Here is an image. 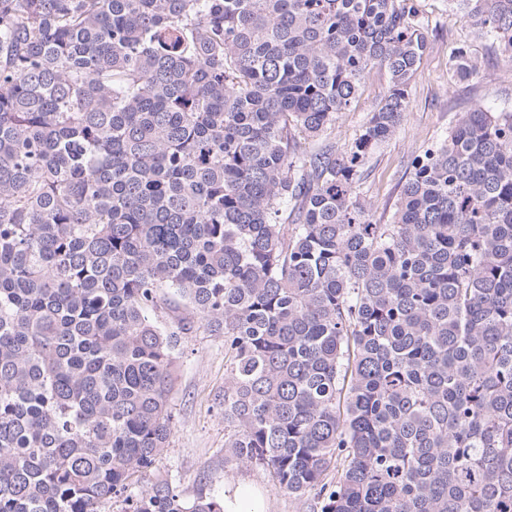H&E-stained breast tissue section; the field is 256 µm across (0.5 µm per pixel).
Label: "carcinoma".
Wrapping results in <instances>:
<instances>
[{
    "mask_svg": "<svg viewBox=\"0 0 512 512\" xmlns=\"http://www.w3.org/2000/svg\"><path fill=\"white\" fill-rule=\"evenodd\" d=\"M448 2L512 61V0ZM429 49L416 0H0V512H224L133 482L201 328L225 465L316 512H512V111L460 113L391 223L360 192ZM387 87L386 73L380 69H373L357 101L350 110L337 116L335 128L328 131L330 137H336V142L339 144L347 143L355 138L367 115L379 107Z\"/></svg>",
    "mask_w": 512,
    "mask_h": 512,
    "instance_id": "carcinoma-1",
    "label": "carcinoma"
}]
</instances>
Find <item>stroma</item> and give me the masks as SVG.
I'll return each instance as SVG.
<instances>
[{
	"instance_id": "35a3bbf8",
	"label": "stroma",
	"mask_w": 512,
	"mask_h": 512,
	"mask_svg": "<svg viewBox=\"0 0 512 512\" xmlns=\"http://www.w3.org/2000/svg\"><path fill=\"white\" fill-rule=\"evenodd\" d=\"M429 27L431 48L409 89L410 107L395 135L366 163L364 193L373 201L374 219L389 223L398 201L402 178L412 160L445 135L459 113L480 105L493 112L512 110V63L497 44L479 34L463 11H450L448 0H418ZM465 45L482 64L479 76L460 81L449 71V47ZM388 78L372 70L357 101L340 113L331 136L351 141L386 93ZM224 389V339L197 331L181 347L180 367L171 405L173 424L169 444L138 486L170 476L186 497L199 492L223 498L225 512H237L243 492H250L254 512H313L316 492L294 496L276 489L262 469L230 468L224 464V415L215 397Z\"/></svg>"
}]
</instances>
